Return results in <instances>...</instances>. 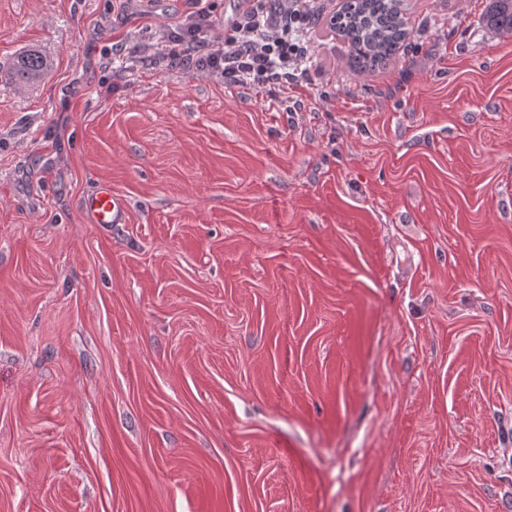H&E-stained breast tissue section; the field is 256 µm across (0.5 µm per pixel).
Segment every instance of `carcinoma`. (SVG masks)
Listing matches in <instances>:
<instances>
[{
  "label": "carcinoma",
  "mask_w": 512,
  "mask_h": 512,
  "mask_svg": "<svg viewBox=\"0 0 512 512\" xmlns=\"http://www.w3.org/2000/svg\"><path fill=\"white\" fill-rule=\"evenodd\" d=\"M406 11V0H347L330 25L347 42L351 62L371 70L393 59L409 38ZM483 22L511 36L512 0H489ZM47 68V58L32 50L18 55L0 77L21 86L37 81Z\"/></svg>",
  "instance_id": "1"
}]
</instances>
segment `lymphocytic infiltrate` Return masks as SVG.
I'll list each match as a JSON object with an SVG mask.
<instances>
[{
  "label": "lymphocytic infiltrate",
  "mask_w": 512,
  "mask_h": 512,
  "mask_svg": "<svg viewBox=\"0 0 512 512\" xmlns=\"http://www.w3.org/2000/svg\"><path fill=\"white\" fill-rule=\"evenodd\" d=\"M319 17V0H248L227 23L201 10L167 32L152 55L238 85L280 91L298 85L312 58L307 36Z\"/></svg>",
  "instance_id": "obj_1"
}]
</instances>
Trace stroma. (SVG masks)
Segmentation results:
<instances>
[{
	"instance_id": "1",
	"label": "stroma",
	"mask_w": 512,
	"mask_h": 512,
	"mask_svg": "<svg viewBox=\"0 0 512 512\" xmlns=\"http://www.w3.org/2000/svg\"><path fill=\"white\" fill-rule=\"evenodd\" d=\"M408 0L298 111L143 47L245 0H0V512H512V36ZM136 71L120 78L118 68ZM111 183L123 224L82 207ZM47 68V58L32 50L18 55L5 72L1 71L0 77L21 86L37 81Z\"/></svg>"
}]
</instances>
